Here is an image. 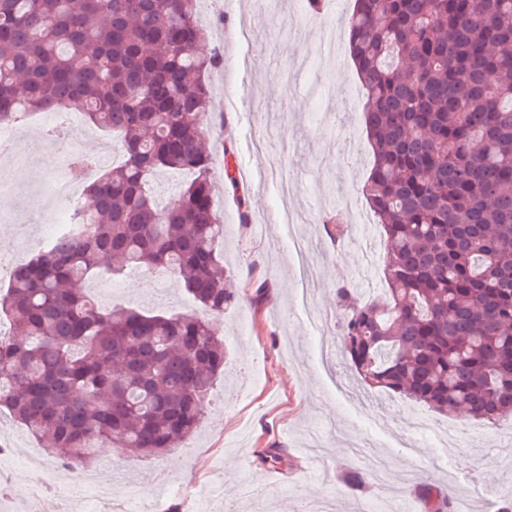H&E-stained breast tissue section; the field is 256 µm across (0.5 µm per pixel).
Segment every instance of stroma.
Listing matches in <instances>:
<instances>
[{"mask_svg":"<svg viewBox=\"0 0 512 512\" xmlns=\"http://www.w3.org/2000/svg\"><path fill=\"white\" fill-rule=\"evenodd\" d=\"M354 0L317 12L310 0H279L256 13L253 0H202L209 49L229 55L207 77L224 123L207 141L214 157V204L224 224L217 251L246 301L218 321L225 368L192 439L151 460L120 449L96 450L91 470L121 472L141 512H308L313 502L332 512H358L380 499H407L424 512L417 482L453 492L471 512L512 506L497 466L512 453V421L491 426L450 419L426 407L360 387L344 356L318 357L319 338L341 336L345 312L336 291L381 295L384 237L361 189L372 165L362 131L365 106L359 76L347 54L345 27ZM48 115L34 114L17 134L18 153L33 176L6 169L0 190V252L21 240L38 246L44 226L31 193L64 176L65 156L44 143ZM352 208L344 234L325 217ZM297 224L283 223L284 209ZM102 305L191 313L192 298L175 278L156 284L142 270L109 280ZM15 437L10 485L0 488V512H59L60 493L77 474L53 473L30 461L38 442L0 413V441ZM271 448L280 465L264 463ZM236 469L226 473L225 460ZM387 484L354 488L352 473L369 474L373 460ZM177 468H170V461ZM40 486L33 499L28 490Z\"/></svg>","mask_w":512,"mask_h":512,"instance_id":"stroma-1","label":"stroma"}]
</instances>
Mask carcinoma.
Instances as JSON below:
<instances>
[{
  "mask_svg": "<svg viewBox=\"0 0 512 512\" xmlns=\"http://www.w3.org/2000/svg\"><path fill=\"white\" fill-rule=\"evenodd\" d=\"M200 0H0V122L77 111L123 159L87 186L76 227L0 293V409L50 454L159 457L188 439L224 367L215 318L242 302L217 245L218 55ZM348 49L374 160L362 194L388 242L382 297L346 311L361 384L441 414L512 418V0H355ZM193 173L165 206L162 171ZM132 269L176 277L192 314L104 307L78 287ZM425 512H457L418 486Z\"/></svg>",
  "mask_w": 512,
  "mask_h": 512,
  "instance_id": "obj_1",
  "label": "carcinoma"
}]
</instances>
